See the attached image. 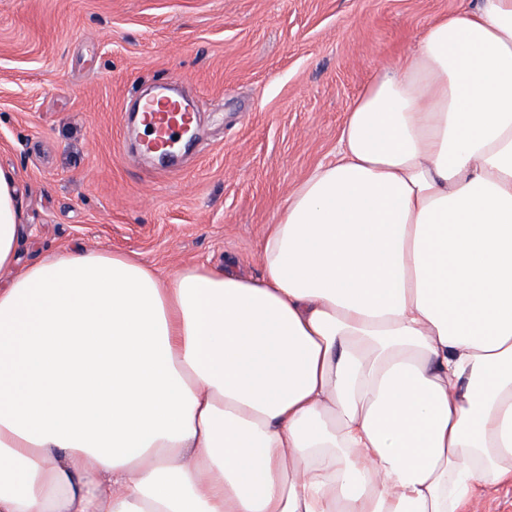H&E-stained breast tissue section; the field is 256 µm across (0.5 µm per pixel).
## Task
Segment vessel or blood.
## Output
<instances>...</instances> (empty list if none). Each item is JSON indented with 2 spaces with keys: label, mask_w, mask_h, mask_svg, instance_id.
Masks as SVG:
<instances>
[{
  "label": "vessel or blood",
  "mask_w": 512,
  "mask_h": 512,
  "mask_svg": "<svg viewBox=\"0 0 512 512\" xmlns=\"http://www.w3.org/2000/svg\"><path fill=\"white\" fill-rule=\"evenodd\" d=\"M132 109L142 112L153 126L156 137L147 148L155 152L164 151L169 139L195 119L191 102L171 82L159 84L154 93L136 96Z\"/></svg>",
  "instance_id": "vessel-or-blood-1"
}]
</instances>
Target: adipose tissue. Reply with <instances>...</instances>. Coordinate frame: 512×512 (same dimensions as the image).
Masks as SVG:
<instances>
[{
	"label": "adipose tissue",
	"instance_id": "ef3b65f1",
	"mask_svg": "<svg viewBox=\"0 0 512 512\" xmlns=\"http://www.w3.org/2000/svg\"><path fill=\"white\" fill-rule=\"evenodd\" d=\"M0 169V512H470L512 487V0L378 68L263 273L17 269Z\"/></svg>",
	"mask_w": 512,
	"mask_h": 512
}]
</instances>
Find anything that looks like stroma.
Segmentation results:
<instances>
[{
    "mask_svg": "<svg viewBox=\"0 0 512 512\" xmlns=\"http://www.w3.org/2000/svg\"><path fill=\"white\" fill-rule=\"evenodd\" d=\"M470 0H0V169L22 207V264L82 246L168 273L233 262L336 151L381 66ZM182 80L198 138L145 158L134 87Z\"/></svg>",
    "mask_w": 512,
    "mask_h": 512,
    "instance_id": "obj_1",
    "label": "stroma"
}]
</instances>
